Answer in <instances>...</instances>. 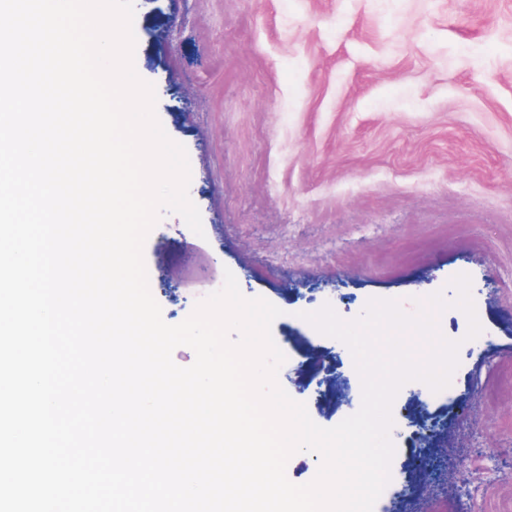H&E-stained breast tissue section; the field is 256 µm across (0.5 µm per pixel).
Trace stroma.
<instances>
[{"label":"stroma","mask_w":512,"mask_h":512,"mask_svg":"<svg viewBox=\"0 0 512 512\" xmlns=\"http://www.w3.org/2000/svg\"><path fill=\"white\" fill-rule=\"evenodd\" d=\"M133 29L135 70L187 150L206 230L167 213L146 238L163 320L182 322L205 290L185 249L208 280L232 271L244 297L282 311L280 385L332 427L359 410L361 381L347 346L303 313L451 299L449 280L470 275L484 336L441 314L459 365L442 396L418 381L399 391L374 512H489L467 455L411 470L407 409L424 404L494 456L496 494L512 502V0H135ZM316 357L348 378L340 395L323 392Z\"/></svg>","instance_id":"obj_1"}]
</instances>
